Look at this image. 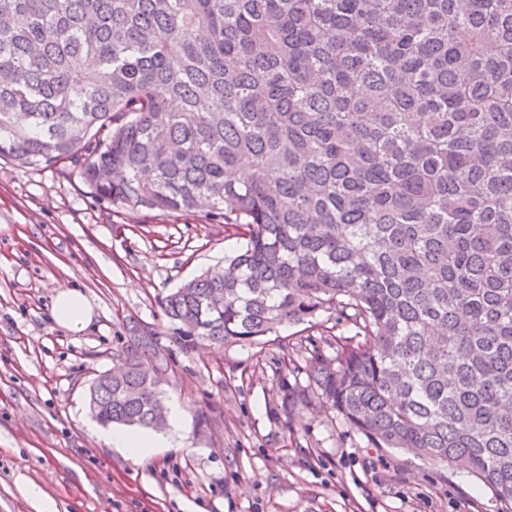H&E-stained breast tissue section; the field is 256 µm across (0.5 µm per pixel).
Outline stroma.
<instances>
[{
    "mask_svg": "<svg viewBox=\"0 0 512 512\" xmlns=\"http://www.w3.org/2000/svg\"><path fill=\"white\" fill-rule=\"evenodd\" d=\"M240 246L202 212L112 207L75 164L0 159V512H33L31 483L57 512H496L467 472L373 447L328 407L281 414L278 377L305 366L281 350L298 325L263 345L174 352L161 389L183 417L165 448L133 461L106 445L86 399L126 320L166 330L159 295ZM64 288L94 305L83 331L52 320Z\"/></svg>",
    "mask_w": 512,
    "mask_h": 512,
    "instance_id": "obj_1",
    "label": "stroma"
}]
</instances>
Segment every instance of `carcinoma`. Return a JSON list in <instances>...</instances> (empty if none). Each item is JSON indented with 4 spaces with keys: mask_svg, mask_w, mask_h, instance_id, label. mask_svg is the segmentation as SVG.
Segmentation results:
<instances>
[{
    "mask_svg": "<svg viewBox=\"0 0 512 512\" xmlns=\"http://www.w3.org/2000/svg\"><path fill=\"white\" fill-rule=\"evenodd\" d=\"M0 158L206 207L244 244L158 300L179 351L324 316L336 353L298 339L280 410L316 398L512 512V0H0ZM160 336L128 325L94 418L157 428Z\"/></svg>",
    "mask_w": 512,
    "mask_h": 512,
    "instance_id": "carcinoma-1",
    "label": "carcinoma"
}]
</instances>
